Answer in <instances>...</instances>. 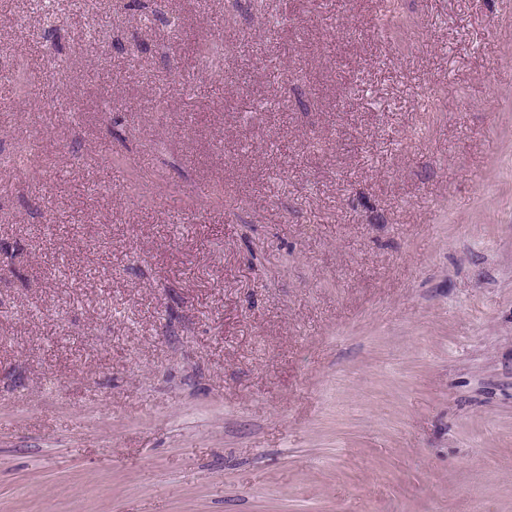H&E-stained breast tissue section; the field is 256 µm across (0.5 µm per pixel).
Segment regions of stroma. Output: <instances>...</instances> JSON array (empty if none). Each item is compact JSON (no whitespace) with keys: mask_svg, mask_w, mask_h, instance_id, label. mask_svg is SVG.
<instances>
[{"mask_svg":"<svg viewBox=\"0 0 512 512\" xmlns=\"http://www.w3.org/2000/svg\"><path fill=\"white\" fill-rule=\"evenodd\" d=\"M68 2L0 10V512H512V0Z\"/></svg>","mask_w":512,"mask_h":512,"instance_id":"35a3bbf8","label":"stroma"}]
</instances>
